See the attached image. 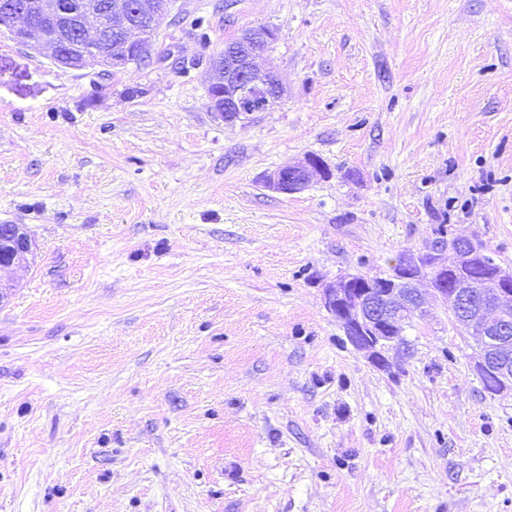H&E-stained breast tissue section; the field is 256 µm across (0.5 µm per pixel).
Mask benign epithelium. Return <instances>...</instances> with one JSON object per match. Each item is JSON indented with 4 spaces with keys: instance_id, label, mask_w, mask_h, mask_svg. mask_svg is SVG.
<instances>
[{
    "instance_id": "obj_1",
    "label": "benign epithelium",
    "mask_w": 512,
    "mask_h": 512,
    "mask_svg": "<svg viewBox=\"0 0 512 512\" xmlns=\"http://www.w3.org/2000/svg\"><path fill=\"white\" fill-rule=\"evenodd\" d=\"M174 0H17L0 9V29L40 57L71 69H124L150 59L157 32L169 24ZM118 46L101 48L104 28ZM276 32L258 25L240 31L214 57L208 107L232 123L251 112H266L282 97L283 86L273 67L261 68L257 59L272 51ZM314 156L282 167L263 178L264 187L293 194L304 190L323 172ZM32 252L23 224L0 225V270L21 267ZM482 249L466 237L453 244L438 243L433 250L399 259L383 276V288H361L362 275L347 274L325 285L326 308L339 319L358 349L369 350L379 367L387 365L382 351L400 341L406 319L422 312L420 285L434 293L462 317L479 339L474 368L499 376L502 390L512 389V267L493 261L479 282L466 269L482 258ZM455 282L448 284V269Z\"/></svg>"
}]
</instances>
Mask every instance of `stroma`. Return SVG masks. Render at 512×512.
I'll return each mask as SVG.
<instances>
[{
    "mask_svg": "<svg viewBox=\"0 0 512 512\" xmlns=\"http://www.w3.org/2000/svg\"><path fill=\"white\" fill-rule=\"evenodd\" d=\"M149 61L0 31V512H512V391L440 299L386 367L325 284L438 226L512 266V0H177ZM277 32L232 124L210 61ZM320 158L296 194L265 174ZM276 32L258 25L240 31L224 43L214 57L208 107L226 123H233L251 112L270 110L282 97L278 73L270 66L261 68L256 60L272 51ZM32 252V241L23 224H0V270L21 267Z\"/></svg>",
    "mask_w": 512,
    "mask_h": 512,
    "instance_id": "stroma-1",
    "label": "stroma"
}]
</instances>
